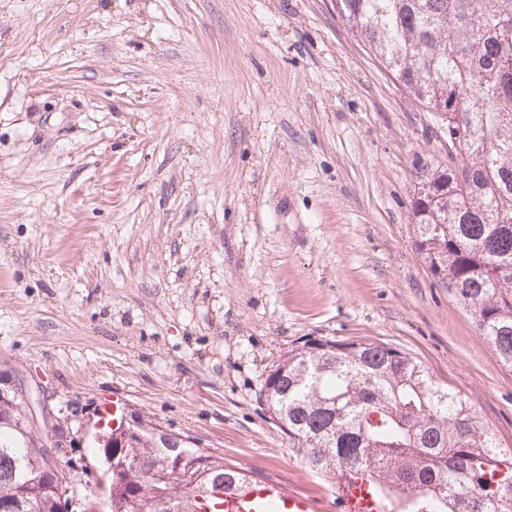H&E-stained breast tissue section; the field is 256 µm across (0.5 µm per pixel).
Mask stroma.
I'll list each match as a JSON object with an SVG mask.
<instances>
[{
    "mask_svg": "<svg viewBox=\"0 0 512 512\" xmlns=\"http://www.w3.org/2000/svg\"><path fill=\"white\" fill-rule=\"evenodd\" d=\"M448 138L334 0H0V371L92 495L116 400L336 506L259 398L310 337L371 340L512 448V372L413 245Z\"/></svg>",
    "mask_w": 512,
    "mask_h": 512,
    "instance_id": "1",
    "label": "stroma"
}]
</instances>
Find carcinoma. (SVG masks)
Here are the masks:
<instances>
[{"mask_svg":"<svg viewBox=\"0 0 512 512\" xmlns=\"http://www.w3.org/2000/svg\"><path fill=\"white\" fill-rule=\"evenodd\" d=\"M352 33L429 112L462 130L452 166L418 161L414 246L434 280L472 316L512 372V0H336ZM260 399L292 452L340 484L403 501L395 512H512V448H502L469 399L420 361L370 340L313 338L285 353ZM134 461L114 448L112 512H223L206 496L219 476L233 492L247 475L144 420ZM43 433L23 392L0 383V496L11 512H62L47 479Z\"/></svg>","mask_w":512,"mask_h":512,"instance_id":"1","label":"carcinoma"}]
</instances>
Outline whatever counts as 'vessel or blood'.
Returning <instances> with one entry per match:
<instances>
[{
  "label": "vessel or blood",
  "instance_id": "1",
  "mask_svg": "<svg viewBox=\"0 0 512 512\" xmlns=\"http://www.w3.org/2000/svg\"><path fill=\"white\" fill-rule=\"evenodd\" d=\"M224 512H323L309 494L293 491L280 482L264 480L253 483L243 496H225ZM336 512H387L369 491L367 484H344L336 498Z\"/></svg>",
  "mask_w": 512,
  "mask_h": 512
}]
</instances>
